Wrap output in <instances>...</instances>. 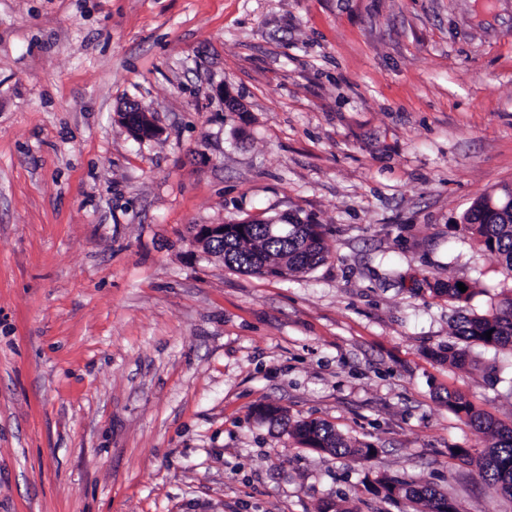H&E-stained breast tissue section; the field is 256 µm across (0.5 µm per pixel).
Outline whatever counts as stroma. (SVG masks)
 <instances>
[{"mask_svg": "<svg viewBox=\"0 0 512 512\" xmlns=\"http://www.w3.org/2000/svg\"><path fill=\"white\" fill-rule=\"evenodd\" d=\"M510 184L512 0H0V512H413L384 477L512 512L444 402L512 427V348L453 330L512 294L462 223ZM265 217L329 258L273 279L193 232ZM131 113H135V119L132 120ZM118 118L129 135L135 140H147L156 137L159 129L154 124L147 111L142 107L130 104L118 112ZM275 423L285 429H291L301 443L333 456H351L360 459H370L377 450L369 444H353L337 433L327 422L320 420L296 421L291 424L288 414L283 410Z\"/></svg>", "mask_w": 512, "mask_h": 512, "instance_id": "stroma-1", "label": "stroma"}]
</instances>
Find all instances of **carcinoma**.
<instances>
[{"label": "carcinoma", "instance_id": "carcinoma-1", "mask_svg": "<svg viewBox=\"0 0 512 512\" xmlns=\"http://www.w3.org/2000/svg\"><path fill=\"white\" fill-rule=\"evenodd\" d=\"M464 228L476 235L485 250L496 254L512 272V210L504 209L489 216L488 197L477 198L466 215ZM205 250L224 260V265L239 271L262 274L267 267L270 274L279 275L310 270L324 262L329 251L325 244L321 225L293 224L288 227V236L282 237L271 224L263 220H252L236 232L224 234V238L207 241ZM435 293L446 295L451 301H467L472 287L462 292L458 281L438 283ZM456 335L463 340L485 346L512 345V296L500 302L498 312L492 316L462 317L456 324ZM491 332L486 337L485 332ZM448 409L477 433L488 435L492 443L487 448L480 464L479 477L496 492L512 495V427L505 428L492 417L476 410L463 396L448 393ZM275 423L292 430L301 443L333 456H351L360 459L373 457L377 449L369 444L356 445L337 433L328 423L320 420L290 422L287 413H282ZM379 484L386 490L385 496L392 498L396 489L404 490L403 499L422 506L421 512H459L456 505L428 484H414L399 479L383 478Z\"/></svg>", "mask_w": 512, "mask_h": 512}]
</instances>
